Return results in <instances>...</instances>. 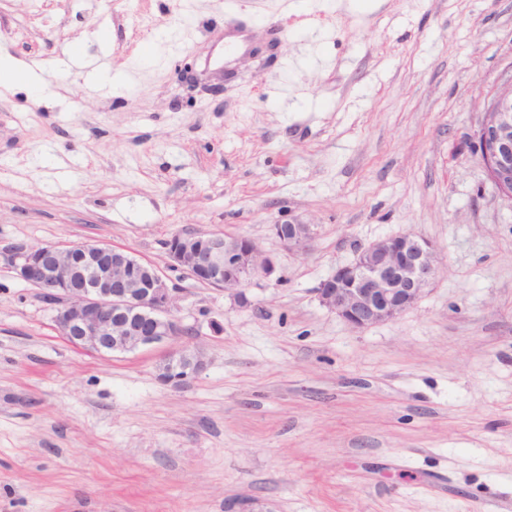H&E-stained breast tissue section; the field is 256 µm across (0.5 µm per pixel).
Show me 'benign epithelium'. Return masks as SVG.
<instances>
[{"mask_svg":"<svg viewBox=\"0 0 512 512\" xmlns=\"http://www.w3.org/2000/svg\"><path fill=\"white\" fill-rule=\"evenodd\" d=\"M474 138L488 180L499 195L512 200V77L488 103ZM272 231L289 251L305 253L315 239L310 224L278 223ZM176 239L165 245L171 266L228 293L242 307L251 304L247 290L252 277L273 270L272 261L248 237L190 232ZM0 266L43 291L52 302L57 330L76 346L102 355L125 353L186 332L171 316L177 288L126 250L97 241L39 246L0 241ZM436 269L431 241L392 236L336 267L316 294L322 306L364 329L416 306ZM204 367L199 352L177 351L160 364L159 379L183 386Z\"/></svg>","mask_w":512,"mask_h":512,"instance_id":"obj_1","label":"benign epithelium"}]
</instances>
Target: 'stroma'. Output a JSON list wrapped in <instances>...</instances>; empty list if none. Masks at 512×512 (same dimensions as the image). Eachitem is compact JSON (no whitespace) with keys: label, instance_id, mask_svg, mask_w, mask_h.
I'll return each mask as SVG.
<instances>
[{"label":"stroma","instance_id":"obj_1","mask_svg":"<svg viewBox=\"0 0 512 512\" xmlns=\"http://www.w3.org/2000/svg\"><path fill=\"white\" fill-rule=\"evenodd\" d=\"M0 0V240L100 241L167 273L192 333L104 357L0 268V512H474L512 501V201L473 135L512 0ZM191 66L200 90L178 81ZM313 225L283 248L278 222ZM254 239L250 307L172 235ZM418 304L356 329L315 294L401 234ZM203 354L182 387L158 378ZM19 82L27 84L34 93L44 91L45 83L32 68L10 57L0 58V87L8 89ZM272 231L288 251L306 253L315 239L310 224L278 223L272 225ZM205 367L202 355L194 350L169 354L160 364L159 379L173 386H183L196 378Z\"/></svg>","mask_w":512,"mask_h":512}]
</instances>
